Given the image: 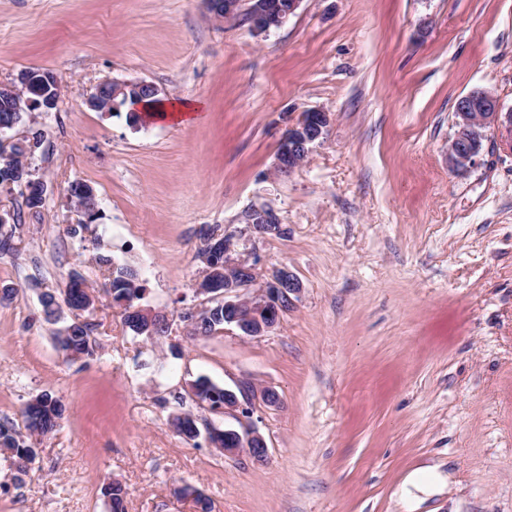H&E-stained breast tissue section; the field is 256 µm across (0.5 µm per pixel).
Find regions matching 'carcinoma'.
<instances>
[{
  "mask_svg": "<svg viewBox=\"0 0 512 512\" xmlns=\"http://www.w3.org/2000/svg\"><path fill=\"white\" fill-rule=\"evenodd\" d=\"M29 123V116L23 112H0V126L12 129L17 125ZM30 176L29 167L20 170L13 168L0 172V187L11 189ZM98 262L107 266L108 283L106 293L112 301L124 306L125 323H130V309L134 300L140 298L142 285L139 284L138 274L128 267H114L107 256H98ZM80 275L71 276L65 291L64 303H59L52 292L41 295L43 313L48 320L61 317L62 306H67L76 312L73 318L55 336L57 346L63 354L72 360L88 358L95 354V343L91 340L93 324L82 320L77 315L82 304L88 299V290L78 288L76 280ZM224 328V310L218 306L211 309V314L200 324L192 326L196 334L209 336ZM223 396V389L205 380L198 381V391L195 393L196 402L200 405L216 403ZM69 411L67 404L59 397L50 393H41L32 397L22 410L23 428H18L9 421L0 423V450L8 455L12 463L17 465V480L27 473V463L36 455L37 447L44 437L54 432ZM104 494L110 499L112 512H122V504L126 496L125 488L112 483L104 488Z\"/></svg>",
  "mask_w": 512,
  "mask_h": 512,
  "instance_id": "cac0c4a2",
  "label": "carcinoma"
}]
</instances>
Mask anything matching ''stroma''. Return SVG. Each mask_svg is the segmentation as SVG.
<instances>
[{"label": "stroma", "instance_id": "stroma-1", "mask_svg": "<svg viewBox=\"0 0 512 512\" xmlns=\"http://www.w3.org/2000/svg\"><path fill=\"white\" fill-rule=\"evenodd\" d=\"M31 68L61 94L36 115L42 207L0 189V213L21 216L0 254L15 290L0 304V422L44 392L69 412L23 483L0 455V512H109L111 482L125 512H196L183 486L212 512H512V153L489 129L470 169L448 167L460 97L512 110V0H302L261 36L204 0H0V82ZM108 79L203 109L187 125L90 110ZM309 109L330 112L327 138L276 173ZM76 179L96 220L65 194ZM257 208L279 231L253 233ZM207 227L235 235L256 285L283 268L299 281L268 335H189ZM99 241L169 331L134 335L99 292L97 352L73 362L40 297L75 272L99 287ZM201 377L252 385L263 462L175 433L172 415L207 416L189 390ZM428 467L439 482L405 500Z\"/></svg>", "mask_w": 512, "mask_h": 512}]
</instances>
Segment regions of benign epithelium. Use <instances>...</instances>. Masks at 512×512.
<instances>
[{
  "instance_id": "7a95c632",
  "label": "benign epithelium",
  "mask_w": 512,
  "mask_h": 512,
  "mask_svg": "<svg viewBox=\"0 0 512 512\" xmlns=\"http://www.w3.org/2000/svg\"><path fill=\"white\" fill-rule=\"evenodd\" d=\"M302 0H288L281 6L270 0H253L251 5V29L256 35H262L284 26L291 15L295 14ZM208 10L216 15L224 11V18L233 19L238 14V0H206ZM32 78L24 73L19 83L1 82L0 101L6 103L11 112H48L59 99L57 95L31 91ZM131 85L129 81H110L111 99L102 101L88 98V105L98 111L106 112L115 104V98L125 92ZM331 126V114L323 109H311L301 113L299 121L282 135L277 151L276 169L293 171L308 156L312 147L323 140ZM455 133L448 144V166L455 171H465L472 167L482 150V141L486 129L492 127L498 131L501 141L512 151V111L500 112V104L491 93L474 90L461 97L455 108ZM234 243L224 241L222 265L224 281L208 280L202 288L196 289L197 294L205 296V305L183 314L189 323L200 319L209 309V304L224 305V315L229 325L235 326L242 335L262 336L274 330L280 313L290 302V295L300 292L299 281L285 269L276 271L271 281L262 288L253 287L254 273L252 266L232 258ZM241 408L234 391L224 390V402L215 405L207 404L205 409L215 415H231ZM224 432V436L232 437L225 441L226 447L221 449L226 455H235L243 450L252 457L267 455V444L263 436L252 426L241 431L226 427L219 429L207 426V433Z\"/></svg>"
}]
</instances>
